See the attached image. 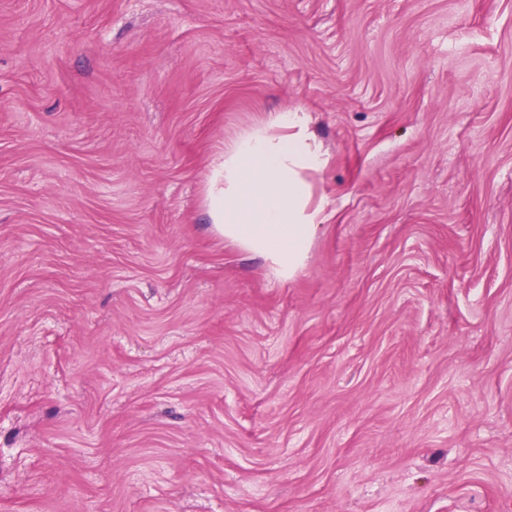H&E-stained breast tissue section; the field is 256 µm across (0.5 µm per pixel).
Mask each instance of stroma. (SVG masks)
<instances>
[{"label": "stroma", "mask_w": 512, "mask_h": 512, "mask_svg": "<svg viewBox=\"0 0 512 512\" xmlns=\"http://www.w3.org/2000/svg\"><path fill=\"white\" fill-rule=\"evenodd\" d=\"M296 108L280 281L203 196ZM0 512H512V0H0Z\"/></svg>", "instance_id": "stroma-1"}]
</instances>
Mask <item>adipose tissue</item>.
<instances>
[{"label": "adipose tissue", "instance_id": "ef3b65f1", "mask_svg": "<svg viewBox=\"0 0 512 512\" xmlns=\"http://www.w3.org/2000/svg\"><path fill=\"white\" fill-rule=\"evenodd\" d=\"M328 164L300 110L242 132L209 164L203 208L213 231L263 259L276 277H294L329 220L309 180Z\"/></svg>", "mask_w": 512, "mask_h": 512}]
</instances>
